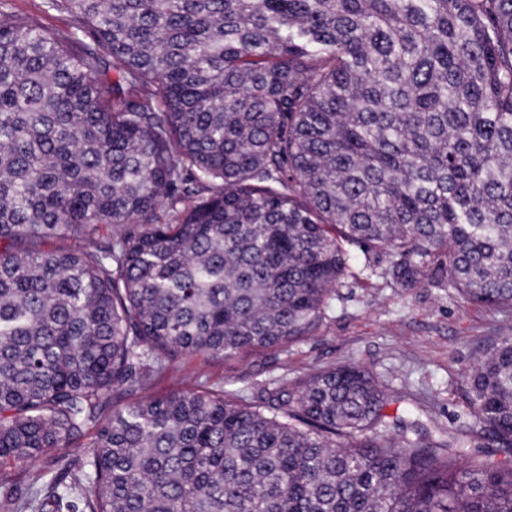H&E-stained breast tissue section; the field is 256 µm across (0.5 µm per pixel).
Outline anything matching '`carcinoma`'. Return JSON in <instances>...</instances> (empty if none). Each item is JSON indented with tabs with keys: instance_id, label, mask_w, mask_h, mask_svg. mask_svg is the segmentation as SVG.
Returning <instances> with one entry per match:
<instances>
[{
	"instance_id": "carcinoma-1",
	"label": "carcinoma",
	"mask_w": 512,
	"mask_h": 512,
	"mask_svg": "<svg viewBox=\"0 0 512 512\" xmlns=\"http://www.w3.org/2000/svg\"><path fill=\"white\" fill-rule=\"evenodd\" d=\"M45 5L0 11V463L85 467L24 508L512 512V336L462 430L356 364L112 400L313 335L356 250L512 310V0ZM11 9L16 14L36 18L42 26L60 37H66L74 32V19L65 12L49 10L44 0H9Z\"/></svg>"
}]
</instances>
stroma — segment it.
I'll use <instances>...</instances> for the list:
<instances>
[{"label": "stroma", "instance_id": "1", "mask_svg": "<svg viewBox=\"0 0 512 512\" xmlns=\"http://www.w3.org/2000/svg\"><path fill=\"white\" fill-rule=\"evenodd\" d=\"M10 6L58 36L74 30L70 14L46 8L43 0H10ZM503 336H512V310L493 311L426 280L401 289L363 276L353 287L341 289L314 336L283 349L246 351L230 359H185L157 374L149 392H187L207 382L252 397L270 380L293 382L354 362L370 369L390 392L419 402L439 425L454 429L467 418L466 371ZM82 466L80 452L72 447L52 449L33 463H0V508L6 499H27L33 481L45 486Z\"/></svg>", "mask_w": 512, "mask_h": 512}]
</instances>
